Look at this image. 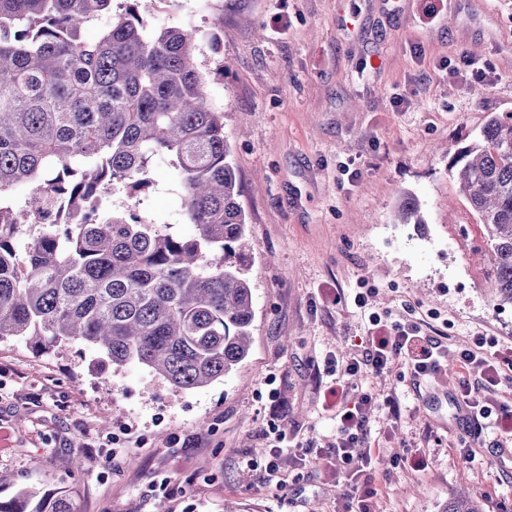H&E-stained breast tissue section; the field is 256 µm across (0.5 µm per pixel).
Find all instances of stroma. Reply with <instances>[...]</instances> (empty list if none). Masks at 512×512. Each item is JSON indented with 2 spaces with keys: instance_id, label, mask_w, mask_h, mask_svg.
Segmentation results:
<instances>
[{
  "instance_id": "obj_1",
  "label": "stroma",
  "mask_w": 512,
  "mask_h": 512,
  "mask_svg": "<svg viewBox=\"0 0 512 512\" xmlns=\"http://www.w3.org/2000/svg\"><path fill=\"white\" fill-rule=\"evenodd\" d=\"M143 16L199 33L251 245L250 352L223 381L178 392L85 346L37 355L0 344V498L33 486L68 491L77 512H156L161 501L168 512H337L334 460L293 459L335 432L326 354L348 355L373 313L429 320L452 354L478 330L512 339L484 228L448 170L451 150L512 112V0H149ZM472 50L478 74L460 61ZM152 177L143 211L182 223L183 189L164 159ZM405 194L424 225L395 223ZM459 377L450 363L416 379L399 362L357 376L378 399L362 476L377 512H441L464 489L485 512H512V468L490 443L471 463L454 446ZM276 427L288 436L281 488L266 471ZM410 449L425 453V471L395 467Z\"/></svg>"
}]
</instances>
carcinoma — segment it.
<instances>
[{
	"mask_svg": "<svg viewBox=\"0 0 512 512\" xmlns=\"http://www.w3.org/2000/svg\"><path fill=\"white\" fill-rule=\"evenodd\" d=\"M112 2L0 0V344H83L186 391L249 355L245 215L224 113L194 63L197 33L148 27L140 0L117 14ZM107 14L100 37L82 40ZM157 157L179 177L190 233L140 212ZM453 169L486 232L492 292L512 303V113L491 117ZM21 184L32 187L22 210ZM117 189L125 207L104 206ZM397 221L424 224L414 198ZM481 501L461 492L442 512H484ZM0 512L75 510L66 492L21 487Z\"/></svg>",
	"mask_w": 512,
	"mask_h": 512,
	"instance_id": "cac0c4a2",
	"label": "carcinoma"
}]
</instances>
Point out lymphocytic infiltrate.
<instances>
[{"instance_id":"lymphocytic-infiltrate-1","label":"lymphocytic infiltrate","mask_w":512,"mask_h":512,"mask_svg":"<svg viewBox=\"0 0 512 512\" xmlns=\"http://www.w3.org/2000/svg\"><path fill=\"white\" fill-rule=\"evenodd\" d=\"M372 334L362 343L361 353L343 358L340 374L328 394L336 409V437L328 446L309 442L302 453L319 456L330 449L336 467L346 477L344 512H373L374 489L360 485L359 477L373 460L368 438L369 417L374 406L371 393L356 390L349 380L361 371L381 375L396 360H403L410 374L423 378L440 372L447 360H455L462 375L455 401L465 409L458 453L474 460L473 446L485 432L495 430L504 439L512 438V401L503 388L512 383V341L478 331L467 345L449 355L442 337L427 335L424 320L407 319L392 325L371 317Z\"/></svg>"}]
</instances>
